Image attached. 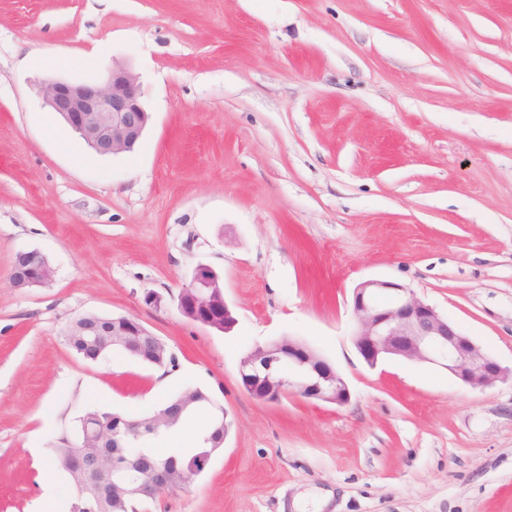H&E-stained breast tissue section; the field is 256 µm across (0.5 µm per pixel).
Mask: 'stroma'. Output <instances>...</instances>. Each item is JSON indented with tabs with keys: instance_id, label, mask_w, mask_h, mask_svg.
I'll use <instances>...</instances> for the list:
<instances>
[{
	"instance_id": "35a3bbf8",
	"label": "stroma",
	"mask_w": 512,
	"mask_h": 512,
	"mask_svg": "<svg viewBox=\"0 0 512 512\" xmlns=\"http://www.w3.org/2000/svg\"><path fill=\"white\" fill-rule=\"evenodd\" d=\"M115 65L150 121L105 157L39 90ZM33 249L52 280L15 287ZM200 265L231 332L173 302ZM368 279L512 365V0H0V512H31L86 406L138 417L188 388L230 431L189 490L137 512H512V384L369 367L351 336ZM85 313L161 337L167 395L125 353L70 350ZM283 337L348 405L242 389L241 357Z\"/></svg>"
}]
</instances>
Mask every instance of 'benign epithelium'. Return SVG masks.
Returning <instances> with one entry per match:
<instances>
[{"mask_svg": "<svg viewBox=\"0 0 512 512\" xmlns=\"http://www.w3.org/2000/svg\"><path fill=\"white\" fill-rule=\"evenodd\" d=\"M50 111L60 116L101 156L131 151L148 124L149 115L140 100L137 77L123 67H114L98 81L51 79L41 86ZM49 263L40 262L30 281L46 284L52 280ZM174 303L190 321L229 332L235 324L232 309L224 298V285L217 273L200 265L178 292ZM354 345L371 367L387 359L406 360L443 370L457 382L472 389H485L512 381V367H506L463 332L435 307L403 284L366 280L353 291ZM73 328L87 336L88 346L99 354L122 349L142 362L163 358L168 347L139 319L122 317L112 329L88 326L85 317L75 318ZM238 374L243 389L254 399L278 403L288 396L345 406L350 402L344 377L326 359L305 343L284 339L257 345L243 356ZM209 403L216 429L229 433L231 423L223 405L192 388L177 402L155 413L146 424L127 423V435L135 436L146 426L166 427L184 412ZM97 432L84 429L71 453L61 465L74 477L97 485L100 492L117 499L154 498L172 490L174 470L163 463H145L138 456L122 455L112 462L91 451Z\"/></svg>", "mask_w": 512, "mask_h": 512, "instance_id": "benign-epithelium-1", "label": "benign epithelium"}]
</instances>
